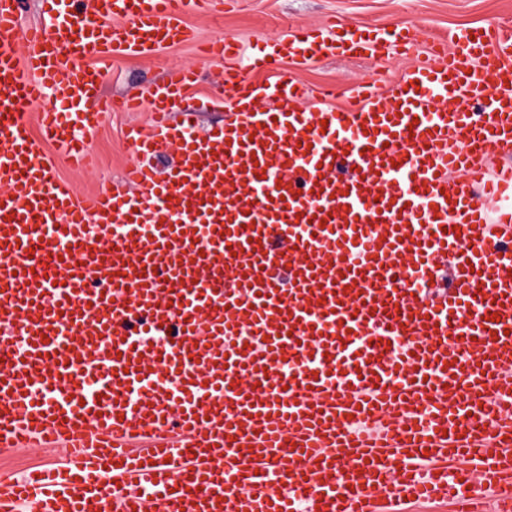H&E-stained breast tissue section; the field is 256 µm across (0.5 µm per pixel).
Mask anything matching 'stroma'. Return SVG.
I'll use <instances>...</instances> for the list:
<instances>
[{
    "label": "stroma",
    "mask_w": 512,
    "mask_h": 512,
    "mask_svg": "<svg viewBox=\"0 0 512 512\" xmlns=\"http://www.w3.org/2000/svg\"><path fill=\"white\" fill-rule=\"evenodd\" d=\"M336 18L353 26H411L420 34L417 52L423 55L439 35L481 26H512V0H223L218 12L207 0H190L184 20L194 32L193 40L162 48L148 58L128 56L113 61L102 91L112 97L144 94L161 84L169 69L193 68L199 74V82L180 107L199 112L203 126L209 127L223 122L230 102L222 83L224 64L208 54L212 40L233 36L247 53L256 42L285 39L297 27H322ZM411 63V57L405 55L372 59L336 56L305 65L287 61L282 70L312 90L335 87V103L342 106L353 86L368 84L385 91ZM148 121L149 112L145 109L112 113L90 140V167L74 172L61 165L56 169L57 175L80 195L120 183L126 167L134 160L124 131ZM60 462L59 453L51 449L18 448L0 453V472L21 476Z\"/></svg>",
    "instance_id": "1"
}]
</instances>
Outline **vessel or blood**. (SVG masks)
<instances>
[{"mask_svg": "<svg viewBox=\"0 0 512 512\" xmlns=\"http://www.w3.org/2000/svg\"><path fill=\"white\" fill-rule=\"evenodd\" d=\"M185 7L39 0L26 27L0 0V450L65 461L1 475L0 512H512V28L342 107L279 63L413 28L224 36L234 112L207 129L189 67L104 97L113 59L191 40ZM145 105L122 186L56 175Z\"/></svg>", "mask_w": 512, "mask_h": 512, "instance_id": "vessel-or-blood-1", "label": "vessel or blood"}]
</instances>
